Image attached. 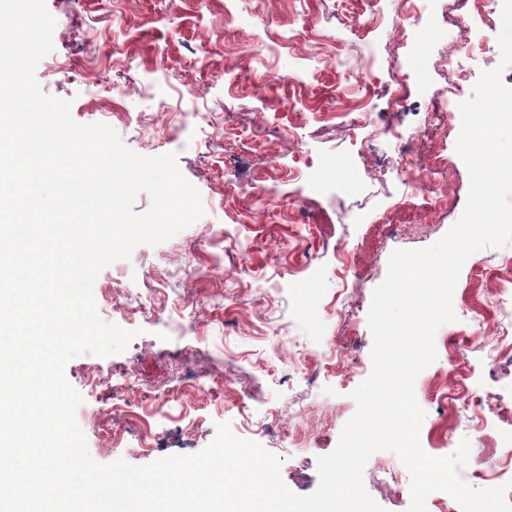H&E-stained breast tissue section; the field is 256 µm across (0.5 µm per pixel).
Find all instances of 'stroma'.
<instances>
[{
	"instance_id": "1",
	"label": "stroma",
	"mask_w": 512,
	"mask_h": 512,
	"mask_svg": "<svg viewBox=\"0 0 512 512\" xmlns=\"http://www.w3.org/2000/svg\"><path fill=\"white\" fill-rule=\"evenodd\" d=\"M483 2L470 14L464 0H46L56 25L54 49L35 71L42 91L70 101L76 122L110 125L137 154L176 153L205 210L95 281L101 318L136 333L123 353L83 354L65 368L83 398L76 420L95 461L144 466L194 454L226 422L280 459L290 491L318 488L317 459L337 446L357 409L352 393L372 371L368 311L391 253L433 245L463 214L470 177L458 135L441 136L423 119L447 100H466L482 71L500 67L503 0ZM448 48L464 68L453 95L439 64ZM409 128L419 131L410 149L399 137ZM406 153L428 179L441 178L431 155L454 170L456 205L423 233L412 226L429 195L401 174ZM298 211L320 236L290 222ZM384 212L404 232L342 263ZM286 241L307 247L306 256L283 250ZM511 256L509 244L464 263L453 294L464 312L438 331L473 336L460 361L464 385L508 409L512 363L485 334L512 336V303L501 304L480 270ZM347 295L352 307L340 310ZM447 370L441 348L416 379L420 444L445 457L469 440L461 478L493 487L473 472H512V425L482 424L463 403L445 412L429 386ZM116 384L133 399L165 392L148 418L153 447H142L138 421L113 422ZM441 420L443 436L432 431ZM409 480L388 451L364 471L384 512H408L410 492L393 488Z\"/></svg>"
}]
</instances>
